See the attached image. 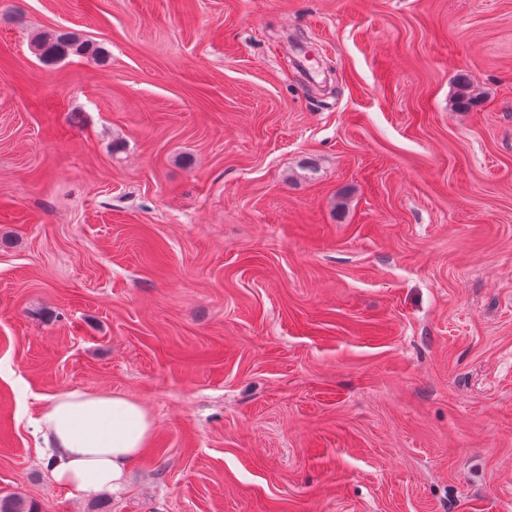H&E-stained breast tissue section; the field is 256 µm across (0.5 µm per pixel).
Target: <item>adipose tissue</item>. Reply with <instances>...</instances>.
Listing matches in <instances>:
<instances>
[{
	"instance_id": "obj_1",
	"label": "adipose tissue",
	"mask_w": 512,
	"mask_h": 512,
	"mask_svg": "<svg viewBox=\"0 0 512 512\" xmlns=\"http://www.w3.org/2000/svg\"><path fill=\"white\" fill-rule=\"evenodd\" d=\"M34 426L48 449L51 480L88 493L119 490L155 428L149 411L135 400L78 390L48 398Z\"/></svg>"
}]
</instances>
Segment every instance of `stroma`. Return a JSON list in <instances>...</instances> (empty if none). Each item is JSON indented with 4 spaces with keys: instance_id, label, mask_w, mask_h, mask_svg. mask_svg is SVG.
<instances>
[{
    "instance_id": "35a3bbf8",
    "label": "stroma",
    "mask_w": 512,
    "mask_h": 512,
    "mask_svg": "<svg viewBox=\"0 0 512 512\" xmlns=\"http://www.w3.org/2000/svg\"><path fill=\"white\" fill-rule=\"evenodd\" d=\"M69 390L153 415L122 492L51 482ZM5 495L512 512V0H0ZM86 50L83 43L68 33H57L38 39L33 44V53L41 60H58L72 53H82ZM455 84L454 107L458 111H467L472 103L480 98V93L471 85L470 80L461 74L456 78Z\"/></svg>"
}]
</instances>
